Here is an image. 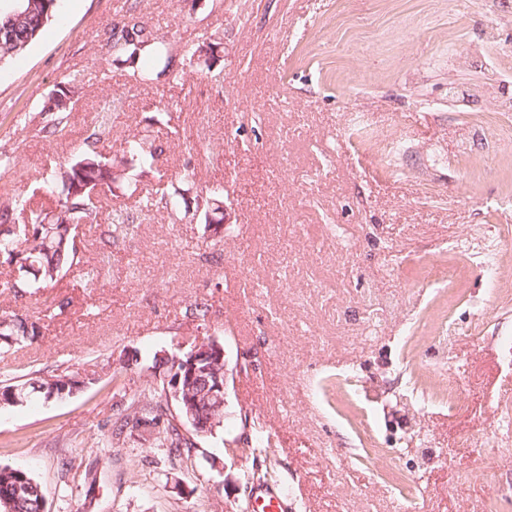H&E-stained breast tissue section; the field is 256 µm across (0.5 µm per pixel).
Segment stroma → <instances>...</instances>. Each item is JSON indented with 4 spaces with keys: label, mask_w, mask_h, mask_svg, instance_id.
Returning <instances> with one entry per match:
<instances>
[{
    "label": "stroma",
    "mask_w": 512,
    "mask_h": 512,
    "mask_svg": "<svg viewBox=\"0 0 512 512\" xmlns=\"http://www.w3.org/2000/svg\"><path fill=\"white\" fill-rule=\"evenodd\" d=\"M116 3L59 0L0 64V148L27 169L17 186L32 192V175L64 163L107 111L113 136L159 135L164 182L193 162L186 197L223 182L225 245L163 212L138 216L111 256L109 225L87 230L101 277L85 287L67 274L72 310L41 321L10 363L64 362L87 381L0 408V465L30 469L49 512L87 498L92 512H246L261 484L291 512H512L495 492L512 459L478 467L485 434L512 449V21H492L485 0H197L191 14L140 0L171 39L223 43V81L200 60L184 84L145 90L94 80L112 65ZM76 70L90 84L67 140L22 133L20 117ZM155 99L174 127L157 122ZM386 135L420 155L388 170L369 145ZM492 244L493 278L478 265ZM451 260L457 280L433 283ZM197 301L232 370L222 426L183 462L134 434L106 445L124 392L152 385L174 340L194 341L185 309ZM447 363L465 383L456 414ZM259 427L275 437L267 457L233 459L228 444Z\"/></svg>",
    "instance_id": "1"
}]
</instances>
